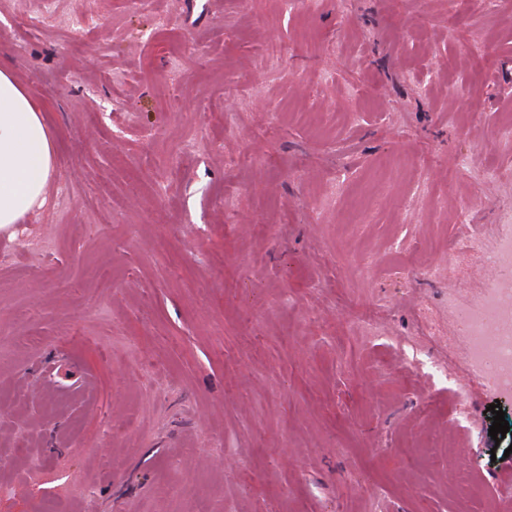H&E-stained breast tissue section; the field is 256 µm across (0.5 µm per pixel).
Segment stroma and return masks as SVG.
Returning <instances> with one entry per match:
<instances>
[{
  "mask_svg": "<svg viewBox=\"0 0 512 512\" xmlns=\"http://www.w3.org/2000/svg\"><path fill=\"white\" fill-rule=\"evenodd\" d=\"M40 12L0 0V64L61 141L0 231V512L512 499V399L449 310L512 218V0ZM465 226L482 250H449Z\"/></svg>",
  "mask_w": 512,
  "mask_h": 512,
  "instance_id": "1",
  "label": "stroma"
}]
</instances>
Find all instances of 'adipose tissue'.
<instances>
[{"label": "adipose tissue", "mask_w": 512, "mask_h": 512, "mask_svg": "<svg viewBox=\"0 0 512 512\" xmlns=\"http://www.w3.org/2000/svg\"><path fill=\"white\" fill-rule=\"evenodd\" d=\"M59 141L10 69L0 66V230L43 208L58 170Z\"/></svg>", "instance_id": "adipose-tissue-1"}]
</instances>
